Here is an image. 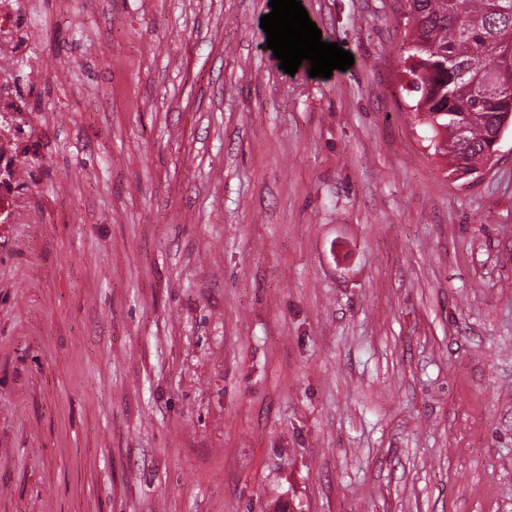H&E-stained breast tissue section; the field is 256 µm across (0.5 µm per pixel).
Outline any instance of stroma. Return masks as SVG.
<instances>
[{
  "label": "stroma",
  "mask_w": 512,
  "mask_h": 512,
  "mask_svg": "<svg viewBox=\"0 0 512 512\" xmlns=\"http://www.w3.org/2000/svg\"><path fill=\"white\" fill-rule=\"evenodd\" d=\"M0 222V512H512V126L456 179L406 0H39Z\"/></svg>",
  "instance_id": "35a3bbf8"
}]
</instances>
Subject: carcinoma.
I'll use <instances>...</instances> for the list:
<instances>
[{
	"mask_svg": "<svg viewBox=\"0 0 512 512\" xmlns=\"http://www.w3.org/2000/svg\"><path fill=\"white\" fill-rule=\"evenodd\" d=\"M407 65L403 86L432 132L436 154L452 172L482 162L500 113L512 110V0H407Z\"/></svg>",
	"mask_w": 512,
	"mask_h": 512,
	"instance_id": "cac0c4a2",
	"label": "carcinoma"
}]
</instances>
